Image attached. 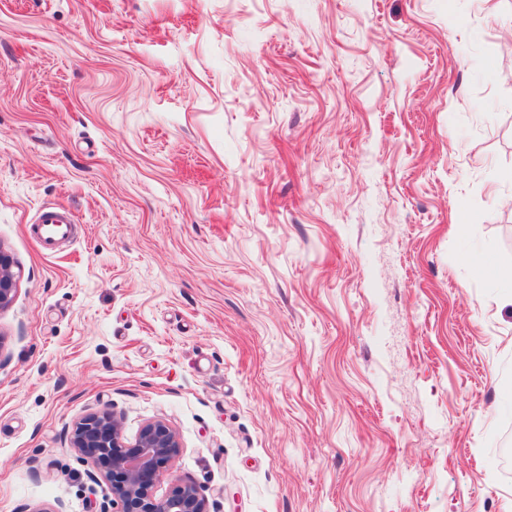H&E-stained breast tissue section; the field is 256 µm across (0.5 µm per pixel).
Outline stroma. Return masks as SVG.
Returning a JSON list of instances; mask_svg holds the SVG:
<instances>
[{
  "label": "stroma",
  "instance_id": "obj_1",
  "mask_svg": "<svg viewBox=\"0 0 512 512\" xmlns=\"http://www.w3.org/2000/svg\"><path fill=\"white\" fill-rule=\"evenodd\" d=\"M509 70L512 0H0V512H110L103 408L209 512H502ZM73 220L64 211L52 207L41 209L32 231L45 250H52L54 244L70 232ZM14 261L0 249V309L8 306L16 291V273Z\"/></svg>",
  "mask_w": 512,
  "mask_h": 512
}]
</instances>
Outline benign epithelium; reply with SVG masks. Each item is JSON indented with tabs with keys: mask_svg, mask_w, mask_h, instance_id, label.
<instances>
[{
	"mask_svg": "<svg viewBox=\"0 0 512 512\" xmlns=\"http://www.w3.org/2000/svg\"><path fill=\"white\" fill-rule=\"evenodd\" d=\"M13 267L14 261L0 249V309L12 302L16 291ZM70 447L110 485L117 512H208L205 498L190 484L177 482L164 497L154 496L155 485L181 449L176 431L161 419L144 424L129 441L112 411L90 412L75 423Z\"/></svg>",
	"mask_w": 512,
	"mask_h": 512,
	"instance_id": "1",
	"label": "benign epithelium"
}]
</instances>
